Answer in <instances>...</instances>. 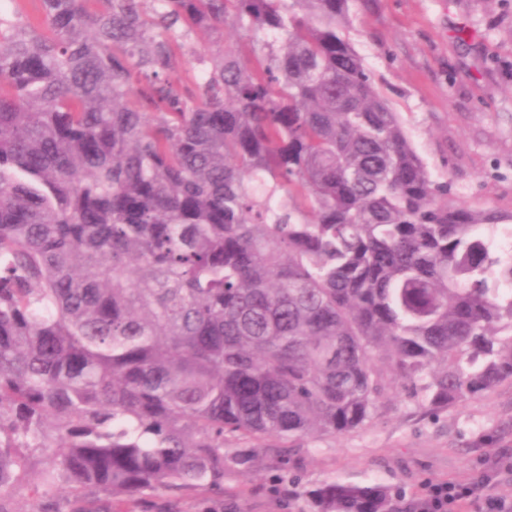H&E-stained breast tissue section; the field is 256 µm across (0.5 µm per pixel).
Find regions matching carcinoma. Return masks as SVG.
Returning <instances> with one entry per match:
<instances>
[{
  "label": "carcinoma",
  "instance_id": "carcinoma-1",
  "mask_svg": "<svg viewBox=\"0 0 512 512\" xmlns=\"http://www.w3.org/2000/svg\"><path fill=\"white\" fill-rule=\"evenodd\" d=\"M37 2L0 9V488L40 450L76 512L221 499L390 384L436 412L512 380V257L478 232L512 226L432 177L349 0Z\"/></svg>",
  "mask_w": 512,
  "mask_h": 512
}]
</instances>
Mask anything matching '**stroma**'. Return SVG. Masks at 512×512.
Instances as JSON below:
<instances>
[{
    "mask_svg": "<svg viewBox=\"0 0 512 512\" xmlns=\"http://www.w3.org/2000/svg\"><path fill=\"white\" fill-rule=\"evenodd\" d=\"M346 35L454 202L512 215V0H352ZM39 471L0 496L14 512L38 500L69 512L66 493L38 490ZM486 478L512 496V382L435 413L395 385L362 428L307 442L288 477L262 461L228 472L223 499L164 494L148 512H303L300 490L329 480L378 482L414 504L453 482L480 512Z\"/></svg>",
    "mask_w": 512,
    "mask_h": 512,
    "instance_id": "35a3bbf8",
    "label": "stroma"
}]
</instances>
